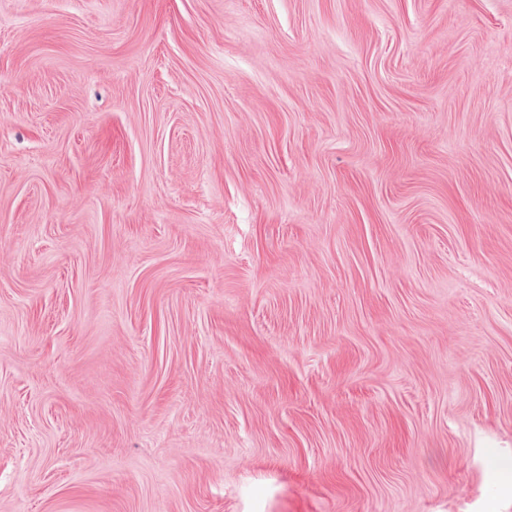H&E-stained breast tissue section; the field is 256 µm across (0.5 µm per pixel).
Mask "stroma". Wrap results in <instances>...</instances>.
<instances>
[{
    "instance_id": "obj_1",
    "label": "stroma",
    "mask_w": 512,
    "mask_h": 512,
    "mask_svg": "<svg viewBox=\"0 0 512 512\" xmlns=\"http://www.w3.org/2000/svg\"><path fill=\"white\" fill-rule=\"evenodd\" d=\"M0 512H512V0H0Z\"/></svg>"
}]
</instances>
